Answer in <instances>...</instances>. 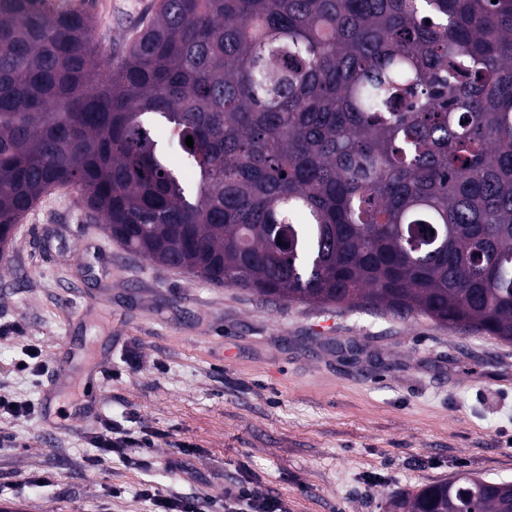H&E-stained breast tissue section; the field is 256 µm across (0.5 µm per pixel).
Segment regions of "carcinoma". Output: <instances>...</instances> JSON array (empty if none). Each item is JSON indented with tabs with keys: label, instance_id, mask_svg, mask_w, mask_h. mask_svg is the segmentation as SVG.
<instances>
[{
	"label": "carcinoma",
	"instance_id": "cac0c4a2",
	"mask_svg": "<svg viewBox=\"0 0 512 512\" xmlns=\"http://www.w3.org/2000/svg\"><path fill=\"white\" fill-rule=\"evenodd\" d=\"M36 2L0 0L1 234L71 187L210 283L512 341V0H158L115 67ZM389 507L512 512V482Z\"/></svg>",
	"mask_w": 512,
	"mask_h": 512
}]
</instances>
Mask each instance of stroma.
<instances>
[{
    "label": "stroma",
    "mask_w": 512,
    "mask_h": 512,
    "mask_svg": "<svg viewBox=\"0 0 512 512\" xmlns=\"http://www.w3.org/2000/svg\"><path fill=\"white\" fill-rule=\"evenodd\" d=\"M155 4L92 0L101 50L119 60ZM100 369L90 415L85 375ZM0 393L33 406L0 415L12 512H153L146 484L224 512L240 479L286 512H385L461 472L512 481V342L415 314L269 302L159 266L65 187L21 219L0 261ZM105 418L166 437L101 458L88 437Z\"/></svg>",
    "instance_id": "obj_1"
}]
</instances>
